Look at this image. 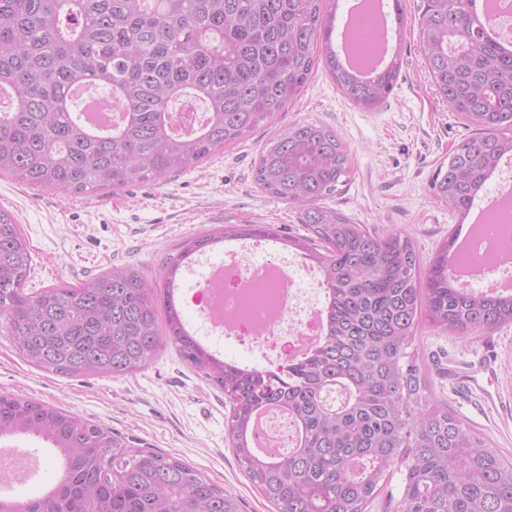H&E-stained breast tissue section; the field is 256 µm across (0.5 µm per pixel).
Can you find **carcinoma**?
Returning a JSON list of instances; mask_svg holds the SVG:
<instances>
[{"instance_id": "carcinoma-1", "label": "carcinoma", "mask_w": 512, "mask_h": 512, "mask_svg": "<svg viewBox=\"0 0 512 512\" xmlns=\"http://www.w3.org/2000/svg\"><path fill=\"white\" fill-rule=\"evenodd\" d=\"M339 0H0V173L37 187L93 194L186 170L268 125L314 69L317 40L343 95L373 111L401 61L369 81L339 62L323 25ZM473 0H424L420 43L440 96L476 135L431 180L433 199L465 214L501 161L512 159V53L485 39ZM109 90L121 123L92 133L74 112L73 82ZM191 95L206 121L173 132L172 105ZM351 152L333 128L296 122L264 145L254 170L267 194L300 208L307 234L284 244L322 279L324 335L297 361L266 370L224 361L186 329L170 286L196 253L224 240L277 238L230 224L185 239L154 285L113 268L77 286L25 292L31 255L0 209V335L27 363L63 375H126L170 343L224 391L225 422L245 476L278 512H366L404 469L395 512H512V462L424 393L414 352L421 319L458 336L512 324V296L448 280V241L420 274L411 239L379 235L322 205L345 185ZM276 407L294 447L255 450L258 410ZM44 439L64 488L0 512H240L202 473L81 416L0 393V438Z\"/></svg>"}]
</instances>
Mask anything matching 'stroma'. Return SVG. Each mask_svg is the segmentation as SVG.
<instances>
[{"mask_svg":"<svg viewBox=\"0 0 512 512\" xmlns=\"http://www.w3.org/2000/svg\"><path fill=\"white\" fill-rule=\"evenodd\" d=\"M402 66L397 83L375 111L354 106L317 63L296 98L266 127L204 161L156 180L84 195L26 184L0 174V209L17 220L31 254L27 293L76 285L115 266L155 280L181 242L222 224H269L280 237L304 234L298 207L256 185L255 164L265 143L288 125L318 121L349 145L352 173L327 207L377 233L409 237L428 268L459 217L431 197L438 166L474 131L448 108L425 65L419 41L423 0H403ZM181 311L190 330L220 359L268 368L263 352L211 332L191 301L195 283L181 273ZM416 348L431 398L512 460V325L461 337L421 324ZM0 393L21 395L76 413L121 433L136 447L176 458L235 495L242 512H274L247 480L224 423L231 407L204 374L166 345L146 368L120 376H62L26 363L0 335ZM43 453L36 479L12 489L23 498L46 492L62 463L49 444L17 436L0 448Z\"/></svg>","mask_w":512,"mask_h":512,"instance_id":"obj_1","label":"stroma"}]
</instances>
